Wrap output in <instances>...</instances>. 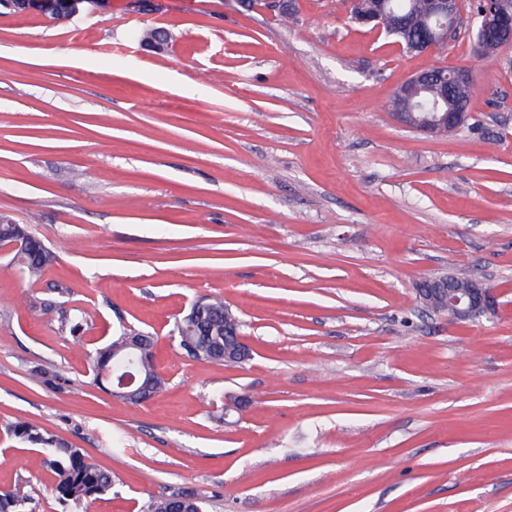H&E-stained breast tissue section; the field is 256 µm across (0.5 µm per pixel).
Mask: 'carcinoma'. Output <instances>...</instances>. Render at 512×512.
Returning a JSON list of instances; mask_svg holds the SVG:
<instances>
[{
	"label": "carcinoma",
	"mask_w": 512,
	"mask_h": 512,
	"mask_svg": "<svg viewBox=\"0 0 512 512\" xmlns=\"http://www.w3.org/2000/svg\"><path fill=\"white\" fill-rule=\"evenodd\" d=\"M432 22L426 18L413 21L408 34L397 32L390 26V20L381 19L379 26L383 31L396 39L401 45L406 40H418L426 34ZM474 84H452L448 92L464 109H469ZM22 237L28 242V251L23 261L19 262L20 271L31 281L40 278L44 265L50 260L51 254L44 244L32 236L25 224H13L11 218L0 216V239ZM203 310L191 306L187 315L176 323L179 347L188 356L222 363L218 354L224 351V338L227 337V326L234 324L241 327L237 315L224 299L219 296H208L201 299ZM130 334L122 332L112 339L105 347L99 349L92 360L95 380L113 387L112 374H132L147 380L150 386L142 391L131 403L138 404L140 399L148 400L161 392L167 385L166 379L157 371L155 363L154 337L142 335L147 351L131 354L126 348ZM14 435L26 442L39 445L49 457V464L58 476L55 491L58 499L76 508H83L98 496L112 488V475L89 462L81 452L53 436L39 432L27 421L19 420L12 426ZM29 500L26 486L16 485L0 494V512H23Z\"/></svg>",
	"instance_id": "1"
}]
</instances>
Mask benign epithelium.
<instances>
[{"instance_id":"benign-epithelium-1","label":"benign epithelium","mask_w":512,"mask_h":512,"mask_svg":"<svg viewBox=\"0 0 512 512\" xmlns=\"http://www.w3.org/2000/svg\"><path fill=\"white\" fill-rule=\"evenodd\" d=\"M384 0H346L347 13L362 23H370L381 15ZM420 8L429 19L438 23L429 29L419 41L408 45L409 52L429 54L440 43H446L458 32L462 21V0H418ZM485 5L477 20L474 31L475 46L479 53L490 56L500 49L512 46V0H484ZM64 0H16L12 8L17 11L60 10ZM437 84L442 94L436 101L433 113L419 119L415 112L420 105L414 102L413 91ZM395 116L401 125L418 130L426 135H435L442 129L453 130L464 124L470 113L462 110L453 98L448 96V66L435 64L411 76L395 92ZM446 302L444 310L448 317L457 321H470L480 317L496 306L493 288L482 281L466 288L457 287L448 281L440 294ZM252 358V351L241 334L233 333V340L224 343V360L244 363Z\"/></svg>"}]
</instances>
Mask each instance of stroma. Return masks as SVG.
I'll list each match as a JSON object with an SVG mask.
<instances>
[{"label": "stroma", "instance_id": "1", "mask_svg": "<svg viewBox=\"0 0 512 512\" xmlns=\"http://www.w3.org/2000/svg\"><path fill=\"white\" fill-rule=\"evenodd\" d=\"M291 8L98 0L52 25L0 7V214L51 253L35 283L0 254V492L27 484L24 512L76 510L19 419L111 472L88 512L183 493L205 512H512V47L477 54L470 13L415 55L340 0ZM149 27L162 49L129 40ZM434 64L471 70L474 129L389 112ZM463 269L496 311L423 310L418 283ZM216 294L243 365L178 348ZM125 327L168 380L142 404L91 369ZM236 395L251 405L225 414Z\"/></svg>", "mask_w": 512, "mask_h": 512}]
</instances>
